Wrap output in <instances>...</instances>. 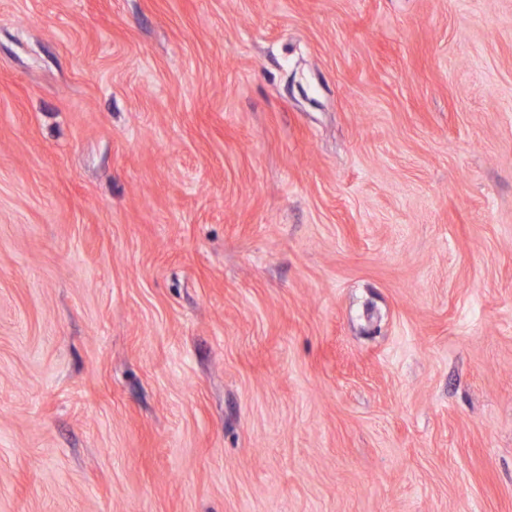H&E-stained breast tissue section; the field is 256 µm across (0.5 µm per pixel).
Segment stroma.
Returning <instances> with one entry per match:
<instances>
[{
  "label": "stroma",
  "instance_id": "obj_1",
  "mask_svg": "<svg viewBox=\"0 0 512 512\" xmlns=\"http://www.w3.org/2000/svg\"><path fill=\"white\" fill-rule=\"evenodd\" d=\"M0 512H512V0H0Z\"/></svg>",
  "mask_w": 512,
  "mask_h": 512
}]
</instances>
